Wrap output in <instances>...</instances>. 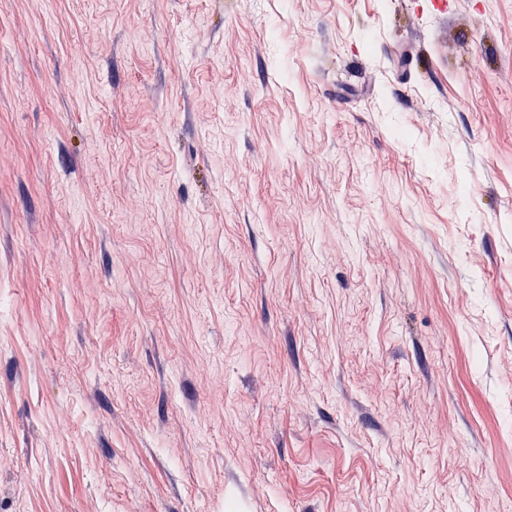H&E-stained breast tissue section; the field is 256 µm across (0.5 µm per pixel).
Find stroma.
Segmentation results:
<instances>
[{
  "label": "stroma",
  "mask_w": 512,
  "mask_h": 512,
  "mask_svg": "<svg viewBox=\"0 0 512 512\" xmlns=\"http://www.w3.org/2000/svg\"><path fill=\"white\" fill-rule=\"evenodd\" d=\"M0 0V512H512V0Z\"/></svg>",
  "instance_id": "1"
}]
</instances>
